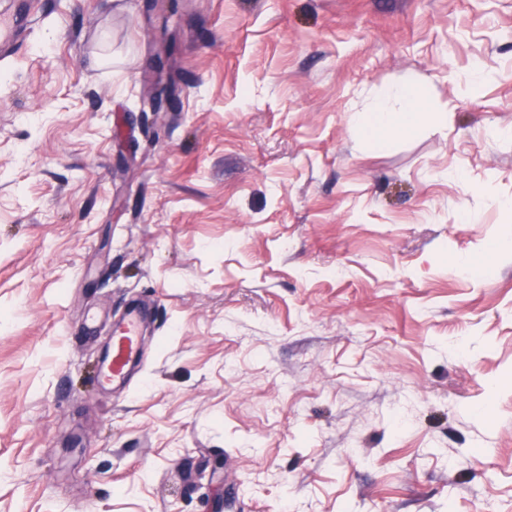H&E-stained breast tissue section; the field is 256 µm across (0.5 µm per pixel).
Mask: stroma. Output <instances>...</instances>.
I'll use <instances>...</instances> for the list:
<instances>
[{
    "instance_id": "35a3bbf8",
    "label": "stroma",
    "mask_w": 512,
    "mask_h": 512,
    "mask_svg": "<svg viewBox=\"0 0 512 512\" xmlns=\"http://www.w3.org/2000/svg\"><path fill=\"white\" fill-rule=\"evenodd\" d=\"M181 3L155 110L148 0L0 63V512H512V0ZM407 83L448 121L377 148ZM145 318L144 306L131 302L113 326L111 343L101 356L99 384L103 389L123 392L132 385L143 355Z\"/></svg>"
}]
</instances>
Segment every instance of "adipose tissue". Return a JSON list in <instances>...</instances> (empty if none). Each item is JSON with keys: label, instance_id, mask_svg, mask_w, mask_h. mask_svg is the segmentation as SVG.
<instances>
[{"label": "adipose tissue", "instance_id": "adipose-tissue-1", "mask_svg": "<svg viewBox=\"0 0 512 512\" xmlns=\"http://www.w3.org/2000/svg\"><path fill=\"white\" fill-rule=\"evenodd\" d=\"M445 119V113L428 106L423 87L403 84L390 87L367 110L357 114L354 124L376 146L382 147L394 135Z\"/></svg>", "mask_w": 512, "mask_h": 512}]
</instances>
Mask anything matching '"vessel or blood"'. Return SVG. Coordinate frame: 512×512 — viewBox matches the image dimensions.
Returning <instances> with one entry per match:
<instances>
[{"label":"vessel or blood","instance_id":"1","mask_svg":"<svg viewBox=\"0 0 512 512\" xmlns=\"http://www.w3.org/2000/svg\"><path fill=\"white\" fill-rule=\"evenodd\" d=\"M30 23V8L17 0L4 28L0 29V62L13 56L24 40ZM146 310L141 303H129L114 325L112 339L101 356L99 384L103 389L122 392L130 388L138 372L142 355V333Z\"/></svg>","mask_w":512,"mask_h":512}]
</instances>
